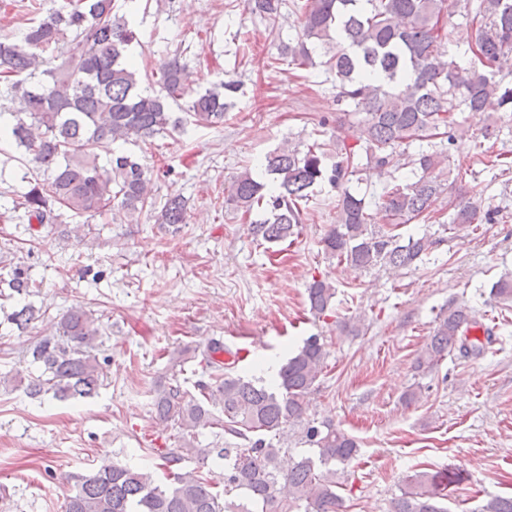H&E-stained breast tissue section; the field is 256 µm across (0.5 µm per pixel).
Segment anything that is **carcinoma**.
<instances>
[{"mask_svg":"<svg viewBox=\"0 0 512 512\" xmlns=\"http://www.w3.org/2000/svg\"><path fill=\"white\" fill-rule=\"evenodd\" d=\"M132 0H29L23 5L19 34L0 41V101L9 106L0 119V143L22 151L28 166L29 190L14 209L20 221L52 224L59 206L84 217L112 210V203L132 217L152 205V172L132 153L114 145L132 139L183 133L189 124L213 126L224 121L239 91L234 81H221L190 93L185 66L175 56L141 77L128 47L136 33L120 13L118 2ZM301 38L283 44L280 55L303 69L313 64V51L323 49L320 64L339 89L338 100L360 116L363 140L350 142V123L336 125L333 155L317 141L301 150L284 145L268 153L261 176L249 170L224 188L225 202L250 220L256 242L293 244L305 219V204L314 188L336 189V223L323 238L327 254L358 271L384 267L412 268L435 244L424 234L406 239L394 233L435 212L449 188L451 161L457 144L456 112H484L492 105L512 112V71L504 59L512 53V0H301ZM286 0H246L248 12L274 28L284 17ZM455 9L476 25L469 45V67L460 70L442 35V22ZM186 101L179 117L171 104ZM419 143L416 153L402 147ZM108 154L100 163V152ZM389 175L406 164L414 179L390 182L380 197L388 228L371 227L365 198L347 183L359 173V158ZM406 163H401V160ZM456 227L490 224L493 216L477 203L454 204ZM187 207L170 197L157 215L159 224H183ZM11 294L30 296L42 284L22 266L0 275ZM336 289L321 279L307 288L309 309L321 318ZM491 295L512 299V273L501 276ZM41 309L20 304L7 321L23 331L38 320ZM476 327L465 305H448L440 313L429 343L415 369L433 366L457 349L480 354L479 340L468 339ZM100 328L92 314L72 308L57 322L56 334L43 336L27 350L40 375L1 376V386H24L31 397L44 394L66 401L97 393L103 375L98 358ZM220 340L199 351L209 381L196 384L198 394L184 390L177 374L155 390L156 418L179 429L174 448H158L161 468L172 483L160 482L148 469L114 463L75 477L65 512H336L337 489L347 466L359 454V442L326 425H306L302 441L309 454L288 461L281 440L288 427L302 422L309 396L318 388L328 356L325 343L312 335L277 372V385L235 373L239 359ZM227 435L221 448L194 445L200 429ZM224 460L217 481L204 471L210 456ZM194 459L198 466L184 471ZM457 473L416 471L406 476L391 512H447L442 501L459 484ZM474 512H512L511 497H492Z\"/></svg>","mask_w":512,"mask_h":512,"instance_id":"obj_1","label":"carcinoma"}]
</instances>
